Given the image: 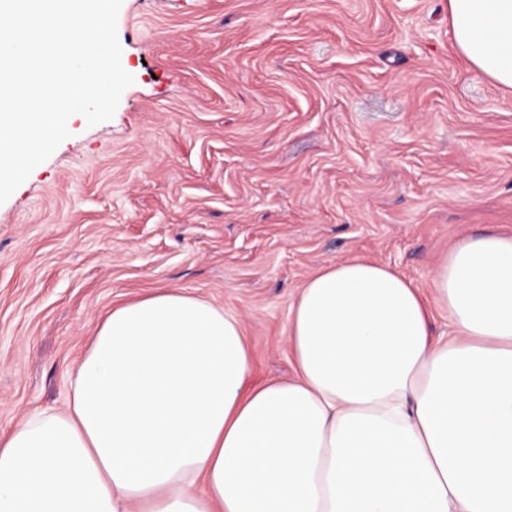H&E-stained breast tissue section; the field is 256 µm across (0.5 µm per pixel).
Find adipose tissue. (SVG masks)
I'll use <instances>...</instances> for the list:
<instances>
[{
  "mask_svg": "<svg viewBox=\"0 0 512 512\" xmlns=\"http://www.w3.org/2000/svg\"><path fill=\"white\" fill-rule=\"evenodd\" d=\"M448 12L468 65L511 88L512 0ZM432 284L320 268L288 308L294 376L262 383L223 307H113L65 408L0 434V512H512V236L459 239Z\"/></svg>",
  "mask_w": 512,
  "mask_h": 512,
  "instance_id": "adipose-tissue-1",
  "label": "adipose tissue"
}]
</instances>
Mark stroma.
<instances>
[{"label": "stroma", "mask_w": 512, "mask_h": 512, "mask_svg": "<svg viewBox=\"0 0 512 512\" xmlns=\"http://www.w3.org/2000/svg\"><path fill=\"white\" fill-rule=\"evenodd\" d=\"M135 78L0 204V433L66 403L115 305L157 289L241 320L293 374L288 306L362 256L423 291L453 243L512 235V88L458 55L448 0H122Z\"/></svg>", "instance_id": "1"}]
</instances>
